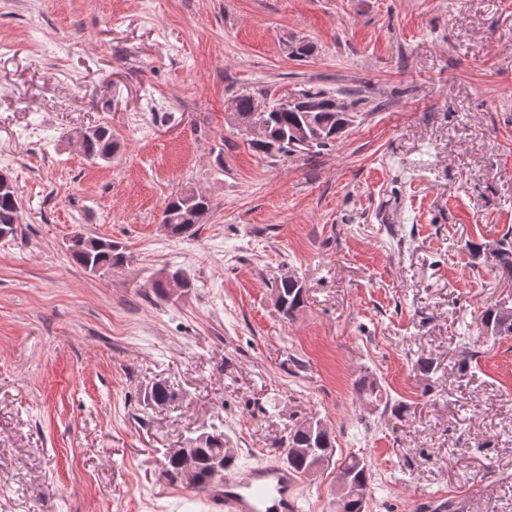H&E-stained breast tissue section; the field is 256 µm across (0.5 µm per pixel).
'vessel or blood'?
<instances>
[{"mask_svg":"<svg viewBox=\"0 0 512 512\" xmlns=\"http://www.w3.org/2000/svg\"><path fill=\"white\" fill-rule=\"evenodd\" d=\"M203 496L210 512H299V475L272 458L225 472Z\"/></svg>","mask_w":512,"mask_h":512,"instance_id":"1","label":"vessel or blood"}]
</instances>
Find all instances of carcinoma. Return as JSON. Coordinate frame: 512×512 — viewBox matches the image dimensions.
Listing matches in <instances>:
<instances>
[{"instance_id":"cac0c4a2","label":"carcinoma","mask_w":512,"mask_h":512,"mask_svg":"<svg viewBox=\"0 0 512 512\" xmlns=\"http://www.w3.org/2000/svg\"><path fill=\"white\" fill-rule=\"evenodd\" d=\"M318 103V111L309 114L304 109L311 100ZM335 96L320 88H309L300 93L294 101L295 107L282 110L272 105L266 112V140L252 145V148L265 155L288 152L317 153L334 146V141L314 139L306 147L293 145L290 133L305 116H311V122L317 127H325L331 132L342 133L344 127L353 122L354 112L342 113L334 109ZM118 148L116 135L109 126L102 127L98 138L83 144L84 156L92 161H109ZM22 204L20 198H12L0 194V230L6 229L9 234L16 232ZM211 210L210 199L194 193H181L171 197L163 210L162 216L169 218L171 235L180 237L189 233L195 226L191 218L207 214ZM498 271L502 287L512 292V241L506 238L487 247ZM72 259L86 270L94 272L98 269L109 271L123 266L127 255L119 245L110 240L81 236L69 245ZM273 293L277 295L276 307L282 318L290 320L295 312L304 305L303 286L290 277H281L274 282ZM483 326L494 336H512V314L501 311L499 305L486 309L481 318ZM288 443L301 449V452L285 460L300 474L305 475L320 463L333 456L330 448L334 447L333 439L328 437L326 430L316 422L308 428H297L288 438ZM199 470L193 489L201 492L211 482L215 472L209 469V462L215 459L224 461V467L234 464V459L224 456V432L215 431L208 435L204 445L197 448ZM337 476L346 478V491L336 497V512H366L369 491V469L364 460L351 456L338 465Z\"/></svg>"}]
</instances>
